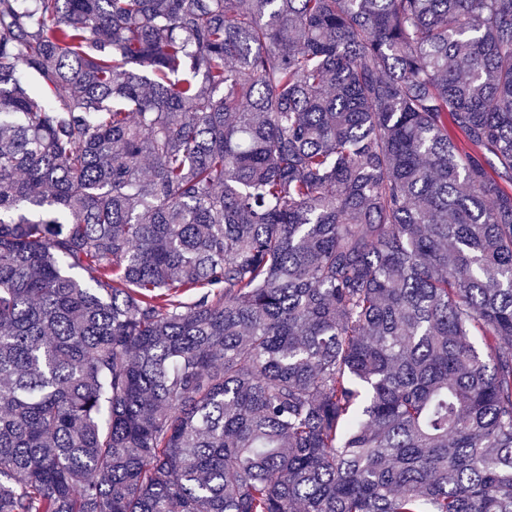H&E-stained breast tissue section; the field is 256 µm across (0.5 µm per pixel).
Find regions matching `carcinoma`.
<instances>
[{"label":"carcinoma","mask_w":512,"mask_h":512,"mask_svg":"<svg viewBox=\"0 0 512 512\" xmlns=\"http://www.w3.org/2000/svg\"><path fill=\"white\" fill-rule=\"evenodd\" d=\"M0 512H512V0H0Z\"/></svg>","instance_id":"1"}]
</instances>
